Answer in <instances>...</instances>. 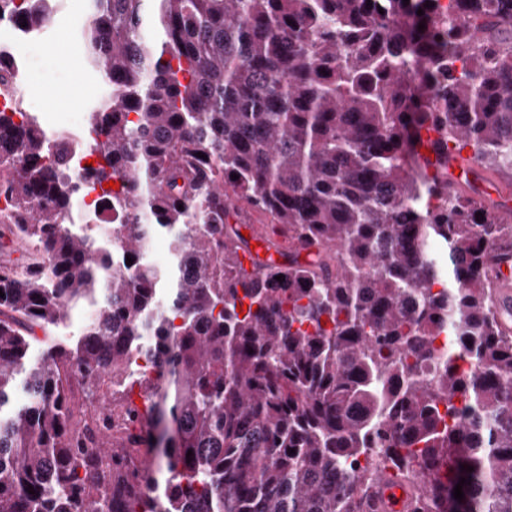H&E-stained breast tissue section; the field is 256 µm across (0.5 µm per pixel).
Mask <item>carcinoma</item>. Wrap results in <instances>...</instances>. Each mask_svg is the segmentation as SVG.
Instances as JSON below:
<instances>
[{"label": "carcinoma", "instance_id": "1", "mask_svg": "<svg viewBox=\"0 0 512 512\" xmlns=\"http://www.w3.org/2000/svg\"><path fill=\"white\" fill-rule=\"evenodd\" d=\"M87 2L79 153L0 112L40 253L0 265V512H371L390 472L409 512H512V222L448 183L450 144L512 173V0ZM87 185L100 250L63 229ZM91 315V310L80 306L75 308L69 318L56 328V340L66 345H73L80 338Z\"/></svg>", "mask_w": 512, "mask_h": 512}]
</instances>
